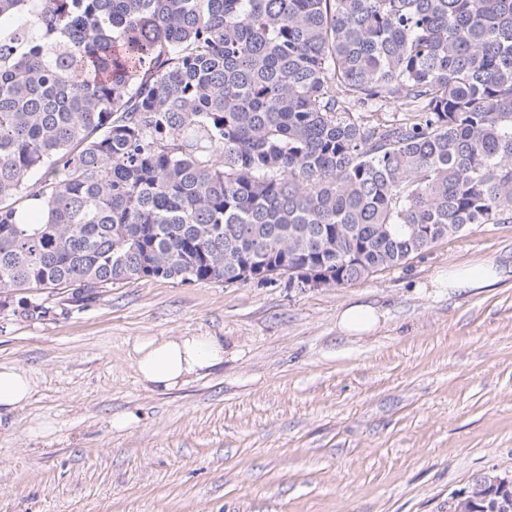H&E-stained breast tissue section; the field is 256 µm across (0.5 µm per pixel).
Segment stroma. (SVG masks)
<instances>
[{
  "label": "stroma",
  "instance_id": "obj_1",
  "mask_svg": "<svg viewBox=\"0 0 512 512\" xmlns=\"http://www.w3.org/2000/svg\"><path fill=\"white\" fill-rule=\"evenodd\" d=\"M487 261L498 288L432 285ZM353 303L381 308L375 332L339 330ZM44 304L0 292V363L34 380L0 414V512H448L512 473V222L343 287L139 280ZM184 334L223 337L224 365L154 395L132 344Z\"/></svg>",
  "mask_w": 512,
  "mask_h": 512
}]
</instances>
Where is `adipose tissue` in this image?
I'll list each match as a JSON object with an SVG mask.
<instances>
[{
  "label": "adipose tissue",
  "mask_w": 512,
  "mask_h": 512,
  "mask_svg": "<svg viewBox=\"0 0 512 512\" xmlns=\"http://www.w3.org/2000/svg\"><path fill=\"white\" fill-rule=\"evenodd\" d=\"M503 275L493 264L450 265L435 278L436 286L461 293L494 288ZM138 377L153 393L165 395L180 388L202 371L223 365L224 339L220 336H147L133 344ZM34 391V381L16 366L0 364V409L24 406Z\"/></svg>",
  "instance_id": "1"
}]
</instances>
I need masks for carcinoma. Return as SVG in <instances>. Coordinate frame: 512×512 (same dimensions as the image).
I'll return each instance as SVG.
<instances>
[{
    "instance_id": "obj_1",
    "label": "carcinoma",
    "mask_w": 512,
    "mask_h": 512,
    "mask_svg": "<svg viewBox=\"0 0 512 512\" xmlns=\"http://www.w3.org/2000/svg\"><path fill=\"white\" fill-rule=\"evenodd\" d=\"M511 221L512 0H0V290L340 287Z\"/></svg>"
}]
</instances>
